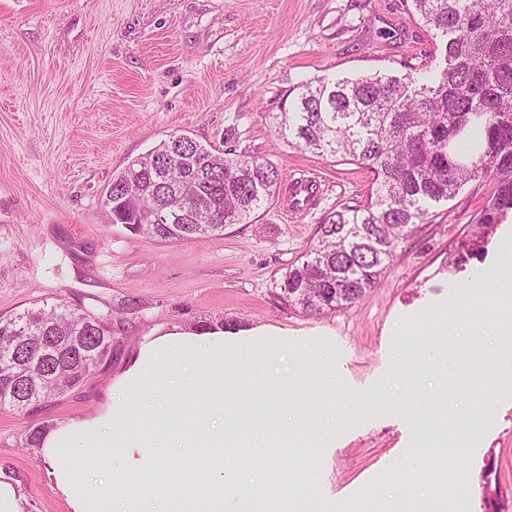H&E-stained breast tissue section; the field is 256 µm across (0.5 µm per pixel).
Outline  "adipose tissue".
I'll list each match as a JSON object with an SVG mask.
<instances>
[{
	"label": "adipose tissue",
	"mask_w": 512,
	"mask_h": 512,
	"mask_svg": "<svg viewBox=\"0 0 512 512\" xmlns=\"http://www.w3.org/2000/svg\"><path fill=\"white\" fill-rule=\"evenodd\" d=\"M171 336H159L145 342L138 359L118 380L124 391L139 390L150 384L160 352L174 344ZM198 366L212 380L216 389L214 403H222L224 388V331L202 332L198 338ZM120 413L117 402L106 404L96 415L61 424L42 437L40 448L49 460L48 475L68 506V512H144L147 500L155 498L161 485H176L186 499L190 512H220L218 494L239 489V480L224 474V435L201 422L168 425V413L153 407L156 423L165 427L163 437L130 440L128 432L114 429L112 423ZM99 448L116 450L128 462L126 492L115 500L105 485L94 483L75 469L73 458L95 452ZM182 452L188 456H203L206 476L198 478L196 470L178 475H162L159 462L163 457Z\"/></svg>",
	"instance_id": "ef3b65f1"
}]
</instances>
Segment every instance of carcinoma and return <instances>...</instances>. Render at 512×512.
I'll return each instance as SVG.
<instances>
[{
	"label": "carcinoma",
	"instance_id": "1",
	"mask_svg": "<svg viewBox=\"0 0 512 512\" xmlns=\"http://www.w3.org/2000/svg\"><path fill=\"white\" fill-rule=\"evenodd\" d=\"M414 12L442 38L444 66L426 77L370 75L318 78L295 87L288 106L271 112L277 133L321 156L374 173L370 201L328 212L318 243L281 283L288 306L307 316L363 299L415 238L430 204L470 181L494 192L467 225L450 263L461 265L512 210V0H412ZM280 179L272 163L235 149L172 151L164 140L112 178L103 205L132 233L164 242L216 235L249 222ZM176 212L168 224L144 213ZM56 341L55 360L33 369L37 390L25 392L14 362H37L35 347L17 354L15 328ZM112 363V324L64 304L28 308L0 321V407L41 410L83 388Z\"/></svg>",
	"mask_w": 512,
	"mask_h": 512
}]
</instances>
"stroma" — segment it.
<instances>
[{
    "label": "stroma",
    "mask_w": 512,
    "mask_h": 512,
    "mask_svg": "<svg viewBox=\"0 0 512 512\" xmlns=\"http://www.w3.org/2000/svg\"><path fill=\"white\" fill-rule=\"evenodd\" d=\"M411 0H0V319L59 302L112 324V363L36 415L0 407V480L25 512H68L40 449L26 438L95 414L141 344L174 337L157 375L172 419L191 414L282 419L266 448L277 471L234 456L242 482L287 475L282 445L310 449L312 498L294 512H409L432 499L434 478L393 484L416 448L448 449L446 512H492L512 502V372L500 336L512 305L490 308L478 272L512 268V212L479 255L448 267L494 186L473 181L431 207V221L351 307L325 317L284 305L280 284L318 241L322 217L366 204L372 173L281 139L270 119L288 91L316 77H401L442 64L441 41ZM233 147L277 167L281 183L316 181V206L285 215L270 199L248 224L176 243L110 223L102 198L113 176L172 134ZM237 321L224 352L258 346L280 390L245 371L224 375V413L205 399L196 329ZM335 390L320 388L322 373Z\"/></svg>",
    "instance_id": "1"
}]
</instances>
